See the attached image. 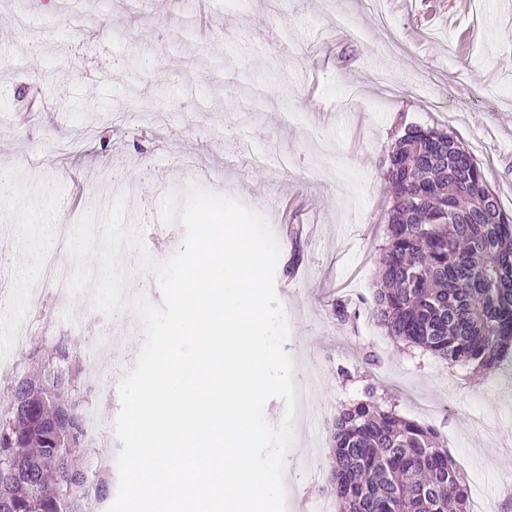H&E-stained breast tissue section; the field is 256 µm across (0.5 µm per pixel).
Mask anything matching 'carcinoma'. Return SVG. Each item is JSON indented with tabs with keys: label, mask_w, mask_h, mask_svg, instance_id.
Masks as SVG:
<instances>
[{
	"label": "carcinoma",
	"mask_w": 512,
	"mask_h": 512,
	"mask_svg": "<svg viewBox=\"0 0 512 512\" xmlns=\"http://www.w3.org/2000/svg\"><path fill=\"white\" fill-rule=\"evenodd\" d=\"M384 180L392 205L374 291L388 336L449 365L504 367L512 341V214L452 134L414 126L395 139ZM72 341L30 348L0 412V512H86L111 476L83 464ZM339 512H472L466 476L437 429L367 399L342 409L330 448Z\"/></svg>",
	"instance_id": "obj_1"
}]
</instances>
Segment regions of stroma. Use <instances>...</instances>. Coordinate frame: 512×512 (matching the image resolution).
I'll return each mask as SVG.
<instances>
[{
    "label": "stroma",
    "mask_w": 512,
    "mask_h": 512,
    "mask_svg": "<svg viewBox=\"0 0 512 512\" xmlns=\"http://www.w3.org/2000/svg\"><path fill=\"white\" fill-rule=\"evenodd\" d=\"M208 0L209 27L185 0H0V168L18 173L0 205V352L71 336L80 353L112 335L105 375L123 379L144 344L139 317L59 303L50 264L73 267L70 235L117 199L153 261L181 246L161 205L193 186L267 218L280 246L274 285L284 346L308 409L292 452L312 474L284 472L288 512H336L327 493L332 421L366 388L438 429L488 512L512 496V394L501 373L448 366L393 342L373 319L391 198L386 149L405 127L448 130L512 211V0ZM358 89L356 113L337 108ZM137 186L128 198V186ZM125 291L158 305L155 274L119 250ZM41 289L37 309L25 296ZM358 315L339 322L337 300ZM115 468L119 396L90 394Z\"/></svg>",
    "instance_id": "obj_1"
}]
</instances>
